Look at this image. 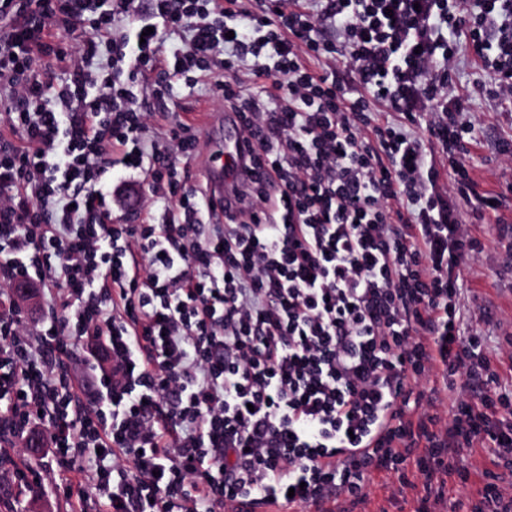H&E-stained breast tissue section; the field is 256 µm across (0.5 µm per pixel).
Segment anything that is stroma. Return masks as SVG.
<instances>
[{"mask_svg":"<svg viewBox=\"0 0 512 512\" xmlns=\"http://www.w3.org/2000/svg\"><path fill=\"white\" fill-rule=\"evenodd\" d=\"M455 86L471 96L469 116L474 122L478 141L471 150L470 162L484 188L498 189L512 179L502 171L496 152L497 142L512 138V114L496 111L493 102L479 93L478 84L487 82V74L474 62L468 50H461L452 73ZM176 106L173 119L192 127H201L205 113L220 112L224 103L207 89L187 93L183 87L175 89ZM472 234L485 247L484 254L475 255L464 271L468 294L478 295L486 302L485 309L471 311L467 327L493 333L497 322L512 320V276L507 275L512 254L496 239L494 215L482 220H471ZM7 457L14 463L34 468L40 482L30 488L14 483L0 485V512H80L83 498L93 497L90 485L75 486L72 497H64L59 486L66 476L52 466L50 458L30 457L20 448H10ZM417 489H400L396 477L387 472L374 473L369 481V496L364 512H413Z\"/></svg>","mask_w":512,"mask_h":512,"instance_id":"1","label":"stroma"}]
</instances>
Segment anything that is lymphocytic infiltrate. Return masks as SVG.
Instances as JSON below:
<instances>
[{
  "instance_id": "lymphocytic-infiltrate-1",
  "label": "lymphocytic infiltrate",
  "mask_w": 512,
  "mask_h": 512,
  "mask_svg": "<svg viewBox=\"0 0 512 512\" xmlns=\"http://www.w3.org/2000/svg\"><path fill=\"white\" fill-rule=\"evenodd\" d=\"M138 14L137 0H0V445L39 437L93 486V512H356L379 470L405 487L416 473L415 512H512V383L494 366L512 326L493 347L465 333L459 284L481 250L463 212L502 210L512 182L474 179L469 97L449 89L463 42L512 105V0ZM179 82L209 87L242 129L228 223L188 183L200 137L180 122L144 137L143 99L166 113ZM115 166L148 190L140 223L112 219ZM21 278L48 302L40 319ZM475 446L496 459L477 478L459 461Z\"/></svg>"
}]
</instances>
